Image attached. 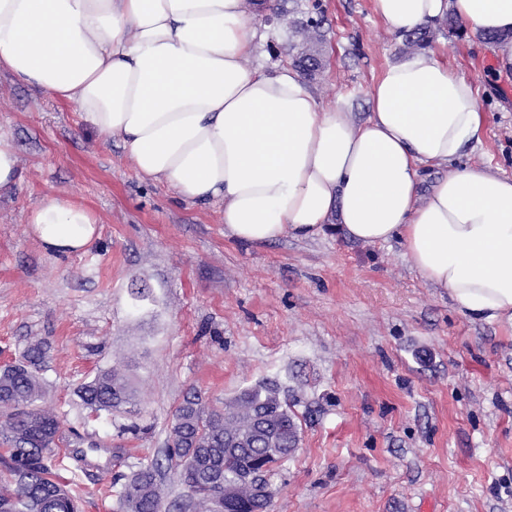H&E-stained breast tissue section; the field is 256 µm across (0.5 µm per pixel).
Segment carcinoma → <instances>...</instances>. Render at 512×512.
<instances>
[{
    "label": "carcinoma",
    "instance_id": "obj_1",
    "mask_svg": "<svg viewBox=\"0 0 512 512\" xmlns=\"http://www.w3.org/2000/svg\"><path fill=\"white\" fill-rule=\"evenodd\" d=\"M291 36L300 39L296 64L310 77L321 68L322 19L308 13L293 22ZM405 47H427L429 32L404 33ZM40 346L23 360L0 369V442L15 448L11 464L0 473V512H80V503L54 481L47 460L59 440L60 421L35 408L42 395L32 366L42 358ZM80 398L93 412L107 411L130 400L126 384L110 371L82 385ZM299 443L295 415L280 399L277 387L262 384L208 411L196 393L184 397L170 431L165 460L152 458L116 487L120 512H159L163 506L162 473L176 468L189 495L192 512H218L225 503L232 512H270L266 497L252 479L288 459Z\"/></svg>",
    "mask_w": 512,
    "mask_h": 512
}]
</instances>
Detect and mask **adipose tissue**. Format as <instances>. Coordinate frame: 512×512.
I'll return each instance as SVG.
<instances>
[{"label":"adipose tissue","mask_w":512,"mask_h":512,"mask_svg":"<svg viewBox=\"0 0 512 512\" xmlns=\"http://www.w3.org/2000/svg\"><path fill=\"white\" fill-rule=\"evenodd\" d=\"M402 32L454 13L496 34L512 68V0H373ZM257 31L244 0H0V68L73 104L120 138L138 174L184 201L224 204V231L265 244L312 238L399 241L412 267L465 316L512 325V175L461 164L481 142L478 92L433 52L389 64L370 114L319 108L300 72L247 67ZM443 169L423 187L426 168ZM59 255L98 236L87 207L56 193L29 214Z\"/></svg>","instance_id":"1"}]
</instances>
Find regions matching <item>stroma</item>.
Listing matches in <instances>:
<instances>
[{
	"mask_svg": "<svg viewBox=\"0 0 512 512\" xmlns=\"http://www.w3.org/2000/svg\"><path fill=\"white\" fill-rule=\"evenodd\" d=\"M314 6L325 37L308 85L320 107L343 97L364 120L402 39L372 0L287 2ZM246 13L265 35L255 63L291 64L287 20ZM430 30V51L479 89L485 133L465 163L512 175V72L474 33ZM0 134L21 176L0 196V368L46 344L40 404L61 419L50 465L82 512H118L113 481L164 456L188 393L220 409L265 382L300 425L269 478L271 512H512V326L463 315L399 242H354L332 226L308 240L237 241L223 203L141 178L119 139L3 69ZM48 193L95 213L85 252H47L29 233ZM115 367L134 404L91 412L79 386Z\"/></svg>",
	"mask_w": 512,
	"mask_h": 512,
	"instance_id": "35a3bbf8",
	"label": "stroma"
}]
</instances>
